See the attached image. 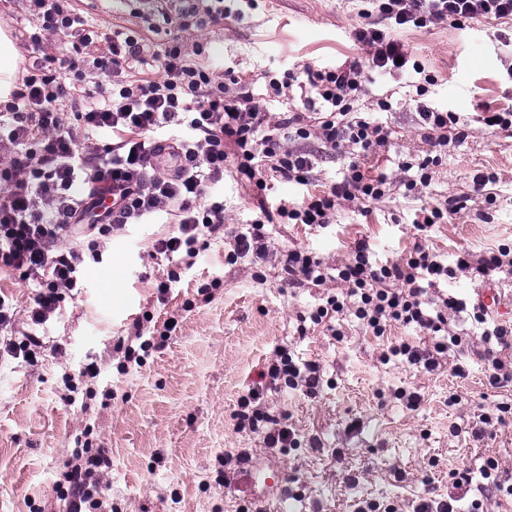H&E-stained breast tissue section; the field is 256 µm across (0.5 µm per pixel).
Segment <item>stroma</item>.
<instances>
[{
    "instance_id": "35a3bbf8",
    "label": "stroma",
    "mask_w": 512,
    "mask_h": 512,
    "mask_svg": "<svg viewBox=\"0 0 512 512\" xmlns=\"http://www.w3.org/2000/svg\"><path fill=\"white\" fill-rule=\"evenodd\" d=\"M74 6L89 22L150 37L158 47L172 33L202 43L214 73L231 71L251 82L261 109L273 114L299 102L269 96L267 75L303 65L332 69L361 54L353 40L359 0H224L223 21L204 28L165 24V0H74ZM396 36L437 81L419 98L415 73L375 77L371 95L356 104L357 111L372 112L378 96L392 103L383 116L389 157L373 161V169L398 181L404 177L399 162L437 153L421 125L420 105L457 113L466 138L441 155L424 196L397 188L365 213L344 205L325 228L274 225L271 251L305 247L335 267L363 239L377 258L392 259L412 247L421 207L463 192L471 195L466 208L434 226L433 251L444 260L463 251L478 257L512 242V131H492L479 121L485 108L512 101V25L439 23ZM482 172L497 175L495 205L472 190ZM303 192L279 183L263 201L297 200ZM263 201L254 186L225 177L226 225L246 223ZM170 230L139 224L106 241L101 260H86L82 287L66 294L59 313L38 328L42 346L35 359L0 352V512H65L55 483L74 438L88 426L112 459L103 477L107 512H355L362 499L409 512L428 491L443 500L458 496L463 510L477 499L483 512H512V416L503 425L481 422L500 404L512 405V385L489 386L480 359L482 329L467 313L452 323L468 339L466 352L432 373L382 358L390 343L415 341L413 330L396 327L377 338L349 313L336 323L341 339L317 330L302 340L297 316L339 288V280L288 287L274 261L250 255L227 263L232 246L219 239L181 269L161 302L154 282L168 263L150 256L148 244ZM214 279L222 288L201 295L200 286ZM488 283L504 294L494 321L512 324V268L488 280L460 273L437 291L469 303ZM146 314L153 320L144 336L170 318L177 329L164 348L150 349L143 366L119 374L117 343L134 335V322ZM280 345L322 367L316 394L285 387L264 393L300 442L285 452L237 430L234 420L240 397L258 386ZM90 358L104 367L93 383L79 375ZM456 363L466 378L453 376ZM403 390L420 394L417 409L399 399ZM230 451L248 453L255 482L239 487L224 467ZM490 459L498 463L497 489L454 487L453 472H478Z\"/></svg>"
}]
</instances>
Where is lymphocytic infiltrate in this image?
I'll list each match as a JSON object with an SVG mask.
<instances>
[{
  "instance_id": "1",
  "label": "lymphocytic infiltrate",
  "mask_w": 512,
  "mask_h": 512,
  "mask_svg": "<svg viewBox=\"0 0 512 512\" xmlns=\"http://www.w3.org/2000/svg\"><path fill=\"white\" fill-rule=\"evenodd\" d=\"M38 23L30 33L29 59L12 102L0 113V130L10 157L0 170V276L32 283L30 321L23 345L13 354L29 355L39 347L35 333L59 309L66 292L77 288L84 253L74 237L112 235L129 224H152L175 217L177 229L153 243L167 259L195 258L209 239L224 232V199L218 188L225 175L267 190L271 182L304 186L300 200L279 199L261 207L250 224L233 235V256L266 251L273 224L327 227L346 204L366 209L393 187L386 174L364 172L362 158L379 154L390 138L381 121L355 112L372 74L422 75L417 96L435 78L396 36L398 30L436 23L461 27L471 20L512 21V0H371L376 22L359 25L354 40L363 54L334 69L284 72L269 79L274 96L298 92L302 108L271 119L257 104L249 83L237 76L214 74L202 59L204 47L180 39L155 50L144 37L89 23L73 0H28ZM69 46L63 60L42 55L44 39ZM71 110L77 125L65 124ZM336 150L347 145L354 155L340 181L316 188L311 141ZM82 185L74 195V185ZM279 263L288 286L323 285L337 276L346 290L325 296L299 316L296 331H335V322L352 312L370 335L386 336L392 327L411 328L426 341L391 343L388 355L434 372L464 339L452 329L449 313L464 305L451 295L427 296L429 287L471 272L489 278L512 267V245L479 259L457 256L448 265L428 246L385 262L373 259L365 241H357L347 263L329 273L315 253L302 247L281 252ZM473 321L483 327L488 383L499 388L512 382V363L500 356L512 346V327L492 323L485 308L473 307ZM263 377L267 386L305 387L314 393L320 365L296 363L286 347L276 350ZM250 390L239 402L236 427L262 434L267 447H296L292 431L270 414ZM112 467L105 449L75 437L63 479L68 512H105L100 477Z\"/></svg>"
}]
</instances>
